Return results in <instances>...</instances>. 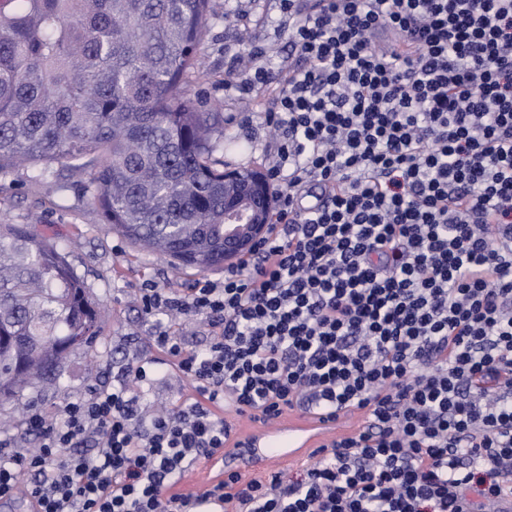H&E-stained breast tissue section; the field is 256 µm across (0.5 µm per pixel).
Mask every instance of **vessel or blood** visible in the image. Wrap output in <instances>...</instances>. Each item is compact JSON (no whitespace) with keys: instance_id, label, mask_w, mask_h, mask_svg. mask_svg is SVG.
Returning a JSON list of instances; mask_svg holds the SVG:
<instances>
[{"instance_id":"b4317fda","label":"vessel or blood","mask_w":512,"mask_h":512,"mask_svg":"<svg viewBox=\"0 0 512 512\" xmlns=\"http://www.w3.org/2000/svg\"><path fill=\"white\" fill-rule=\"evenodd\" d=\"M330 430V425L311 415L276 432L259 430L250 434L244 448L238 449L234 456L226 458L225 465L233 469L243 462L250 467L272 469L280 462L283 448L311 447L315 440L326 437Z\"/></svg>"}]
</instances>
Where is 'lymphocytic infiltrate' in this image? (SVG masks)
<instances>
[{
    "mask_svg": "<svg viewBox=\"0 0 512 512\" xmlns=\"http://www.w3.org/2000/svg\"><path fill=\"white\" fill-rule=\"evenodd\" d=\"M288 54L241 91L270 127L277 206L220 281L144 284L164 361L25 418L0 502L30 512H500L512 498V0H280ZM196 318L194 346L161 319ZM188 383L161 412L160 366ZM300 410L356 432L289 474L222 472ZM68 456H61V449Z\"/></svg>",
    "mask_w": 512,
    "mask_h": 512,
    "instance_id": "obj_1",
    "label": "lymphocytic infiltrate"
}]
</instances>
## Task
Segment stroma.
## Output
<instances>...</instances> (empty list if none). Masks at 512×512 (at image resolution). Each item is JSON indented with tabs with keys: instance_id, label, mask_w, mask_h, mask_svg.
<instances>
[{
	"instance_id": "stroma-1",
	"label": "stroma",
	"mask_w": 512,
	"mask_h": 512,
	"mask_svg": "<svg viewBox=\"0 0 512 512\" xmlns=\"http://www.w3.org/2000/svg\"><path fill=\"white\" fill-rule=\"evenodd\" d=\"M228 4L239 17L230 26L223 21ZM212 6L216 20L201 48L206 75L191 79L190 89L196 97L224 101L226 132L242 145L238 151L225 150V168L264 171L268 168L267 130L258 116L245 110L239 91L241 80L230 77L228 70L234 56L256 47L286 52L279 26V0H213ZM0 224H18L35 236L63 245L75 273L93 298L109 309L92 349H77L68 355L61 387L39 386L25 391L24 401L37 412L75 400L106 366L126 363L143 349L153 331L139 297L144 283L183 291L193 287L201 275L214 279L224 275L220 266L205 273L187 268L178 274L169 257L134 247L104 223L83 184L61 166L46 181L35 179L29 170L0 176Z\"/></svg>"
}]
</instances>
